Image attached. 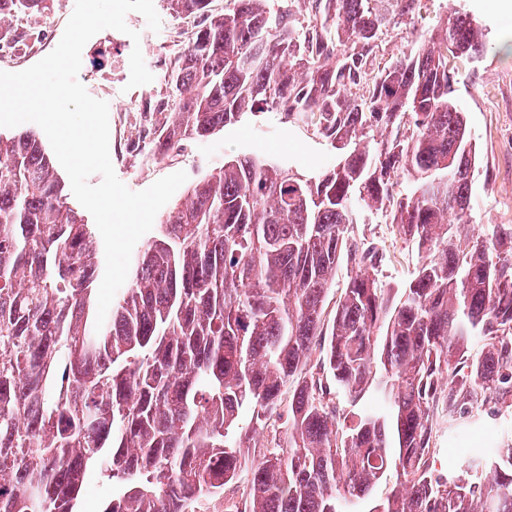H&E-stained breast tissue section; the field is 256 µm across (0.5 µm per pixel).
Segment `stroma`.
Here are the masks:
<instances>
[{"label":"stroma","mask_w":512,"mask_h":512,"mask_svg":"<svg viewBox=\"0 0 512 512\" xmlns=\"http://www.w3.org/2000/svg\"><path fill=\"white\" fill-rule=\"evenodd\" d=\"M500 4L501 0H421L419 12L387 22L376 53L377 63H386L410 50L421 31L444 27L457 12L473 13L486 25L485 53L478 62L458 63L455 75L458 104L468 114L480 149L469 222L474 232L485 236L491 235L496 225H512V53H505L500 43L502 31L512 26V14L503 12ZM154 7L161 19L159 32L150 31L141 14L129 13L126 23L130 30L140 32V42L112 29L99 32L84 46L78 74L91 96L109 104L110 156L116 175L129 189L143 190L182 170L188 175L187 184L171 198L172 203H180L189 185L223 165L228 155L264 156L308 176L319 175L335 164L336 148L312 130L286 122L282 113L275 111L245 114L238 123L208 138L184 142L159 163L131 147L145 101L165 97L164 76L181 51L174 41L181 19L166 0H154ZM136 46L154 80L131 89L127 86L129 57ZM354 232L363 242L386 247L388 257L378 271L384 287L397 288L411 279L422 256L414 245L394 238L382 216L360 211Z\"/></svg>","instance_id":"35a3bbf8"}]
</instances>
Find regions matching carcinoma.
Listing matches in <instances>:
<instances>
[{"label": "carcinoma", "mask_w": 512, "mask_h": 512, "mask_svg": "<svg viewBox=\"0 0 512 512\" xmlns=\"http://www.w3.org/2000/svg\"><path fill=\"white\" fill-rule=\"evenodd\" d=\"M46 2L0 0V24ZM168 3L195 25L148 108L155 157L266 107L341 154L309 178L224 159L161 217L97 332L96 235L40 135L0 137V512H80L90 468L112 484L102 512H187L247 465L229 512H353L391 466L372 512H512V430L455 473L430 466L441 428L512 407V225L466 230L479 155L454 88L482 27L457 13L376 69L383 0H292L301 29L270 0ZM361 209L425 255L403 287L378 279ZM334 388L379 405L343 420ZM274 415L284 442L249 462Z\"/></svg>", "instance_id": "obj_1"}]
</instances>
